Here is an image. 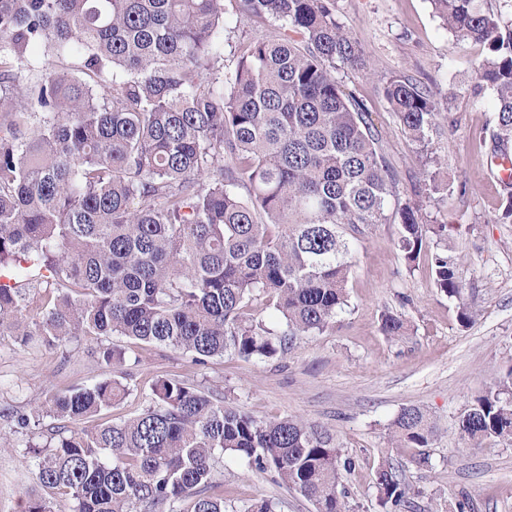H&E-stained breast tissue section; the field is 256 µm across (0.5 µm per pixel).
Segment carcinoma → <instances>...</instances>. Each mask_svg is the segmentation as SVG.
I'll return each mask as SVG.
<instances>
[{
	"mask_svg": "<svg viewBox=\"0 0 512 512\" xmlns=\"http://www.w3.org/2000/svg\"><path fill=\"white\" fill-rule=\"evenodd\" d=\"M461 44L484 55L477 98L492 91L488 158L512 143V26L487 0H432ZM333 0H237L239 14L277 29L224 66V0H0V334L64 348L108 339L97 363L112 377L51 391L11 414V436L35 461L26 512H276L236 507L216 491L226 455L271 473L315 506L350 512L342 471L354 461L330 430L258 420L177 377H156L148 405L119 422L100 416L130 393L126 337L205 366L230 352L267 361L294 339L333 328L348 302L353 244L395 219L406 260L427 233L416 203L391 204L396 174L336 63L364 64ZM76 59L74 71L65 67ZM36 71L22 78L26 71ZM384 95L408 139L427 149L440 115L431 88L394 75ZM247 188L243 199L236 188ZM455 257L430 255L436 287L477 316ZM270 311L273 328L261 318ZM387 336L405 332L384 313ZM471 447L512 443V375L459 420ZM436 424L403 409L392 440L428 448ZM388 512L411 488L384 462L375 480Z\"/></svg>",
	"mask_w": 512,
	"mask_h": 512,
	"instance_id": "1",
	"label": "carcinoma"
}]
</instances>
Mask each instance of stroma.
<instances>
[{
	"label": "stroma",
	"mask_w": 512,
	"mask_h": 512,
	"mask_svg": "<svg viewBox=\"0 0 512 512\" xmlns=\"http://www.w3.org/2000/svg\"><path fill=\"white\" fill-rule=\"evenodd\" d=\"M226 8L224 63L231 66L243 44L275 23L240 15L234 0ZM334 13L365 59L359 70L337 65L335 75L370 113L400 200L417 199L423 223L446 225L458 279L478 300L475 322L461 326L457 301L434 284L427 256L435 236L411 263L397 246L401 225L378 224L355 244L348 305L336 330L298 338L267 363L228 354L196 366L165 348L139 350L133 390L106 419L140 412L152 378L178 377L223 393L227 404L261 420L292 416L330 427L354 461L342 481L353 512H382L374 480L385 461L412 489L403 512H512V444L472 448L457 430L473 400L512 371V219L500 217L502 188L487 160L494 97L488 92L474 102L464 93L483 52L458 45L431 0H334ZM398 74L445 101L428 152L408 141L385 99L386 82ZM452 114L459 119L453 127ZM426 169L439 190L421 185ZM446 183L466 184V196L447 197ZM386 312L402 316L404 335L383 334ZM95 345L81 338L61 351L0 335V428L10 427L11 411L36 407L48 392L106 379L89 355ZM410 406L427 410L439 428L425 466L415 463V449L391 440L393 421ZM215 481L238 506L265 497L278 501L280 512H315L299 493L231 456L218 464ZM35 484L32 459L0 447V512H25V492Z\"/></svg>",
	"instance_id": "obj_1"
}]
</instances>
